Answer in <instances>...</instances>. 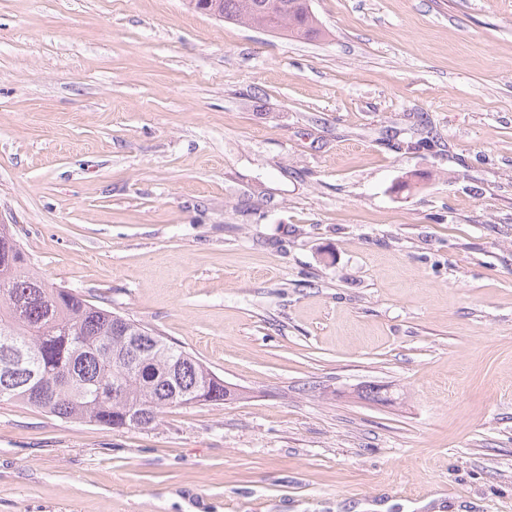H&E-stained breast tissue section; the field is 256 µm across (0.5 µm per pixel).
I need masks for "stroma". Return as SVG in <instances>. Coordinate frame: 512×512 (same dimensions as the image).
I'll use <instances>...</instances> for the list:
<instances>
[{
	"instance_id": "stroma-1",
	"label": "stroma",
	"mask_w": 512,
	"mask_h": 512,
	"mask_svg": "<svg viewBox=\"0 0 512 512\" xmlns=\"http://www.w3.org/2000/svg\"><path fill=\"white\" fill-rule=\"evenodd\" d=\"M311 8L0 0V224L239 390L0 404V512H512V0ZM266 1L278 2L279 7L272 12H263L259 6ZM309 2V0H220V13L225 21L249 24L245 19L249 16L257 25L273 33L287 31L297 38L313 39L317 38L320 32Z\"/></svg>"
}]
</instances>
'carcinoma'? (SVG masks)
Listing matches in <instances>:
<instances>
[{
  "mask_svg": "<svg viewBox=\"0 0 512 512\" xmlns=\"http://www.w3.org/2000/svg\"><path fill=\"white\" fill-rule=\"evenodd\" d=\"M220 0L226 21L297 38L318 37L309 0ZM224 403V380L144 325L54 287L30 270L0 225V404L19 402L61 419L150 429L166 408Z\"/></svg>",
  "mask_w": 512,
  "mask_h": 512,
  "instance_id": "carcinoma-1",
  "label": "carcinoma"
}]
</instances>
